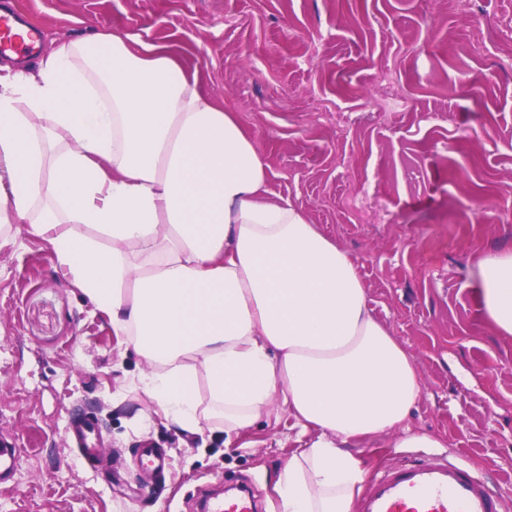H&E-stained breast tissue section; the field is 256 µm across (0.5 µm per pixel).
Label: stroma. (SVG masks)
Instances as JSON below:
<instances>
[{
  "mask_svg": "<svg viewBox=\"0 0 512 512\" xmlns=\"http://www.w3.org/2000/svg\"><path fill=\"white\" fill-rule=\"evenodd\" d=\"M41 52L99 32L173 46L252 134L287 199L352 257L374 317L420 379L402 432L356 442L366 475L421 456L427 434L512 512V335L480 303L473 262L512 250V0H10ZM51 247L19 231L0 249V433L19 450L0 512H183L217 480L263 502L300 444L279 403L225 439L145 425L147 363ZM93 417L111 473L66 434ZM167 449L165 486L137 450Z\"/></svg>",
  "mask_w": 512,
  "mask_h": 512,
  "instance_id": "1",
  "label": "stroma"
}]
</instances>
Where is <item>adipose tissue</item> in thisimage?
Here are the masks:
<instances>
[{
  "instance_id": "1",
  "label": "adipose tissue",
  "mask_w": 512,
  "mask_h": 512,
  "mask_svg": "<svg viewBox=\"0 0 512 512\" xmlns=\"http://www.w3.org/2000/svg\"><path fill=\"white\" fill-rule=\"evenodd\" d=\"M270 176L170 47L102 32L34 72L0 65V222L49 243L148 364L156 416L196 433L220 414L239 435L280 396L306 444L275 482L279 512H350L365 471L349 444L403 429L419 376L356 263L269 199ZM474 267L512 335V251Z\"/></svg>"
}]
</instances>
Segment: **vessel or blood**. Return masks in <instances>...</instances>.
<instances>
[{
    "label": "vessel or blood",
    "instance_id": "b4317fda",
    "mask_svg": "<svg viewBox=\"0 0 512 512\" xmlns=\"http://www.w3.org/2000/svg\"><path fill=\"white\" fill-rule=\"evenodd\" d=\"M38 34L22 30L17 16L0 12V54L32 53ZM69 430L90 467L103 457L94 444L95 422L83 418ZM19 467L17 448L0 438V485L13 482ZM204 512H256L253 495L227 494L214 487L204 490ZM355 512H501V500L464 465L445 457L424 456L409 463L386 467L373 475L357 499Z\"/></svg>",
    "mask_w": 512,
    "mask_h": 512
}]
</instances>
